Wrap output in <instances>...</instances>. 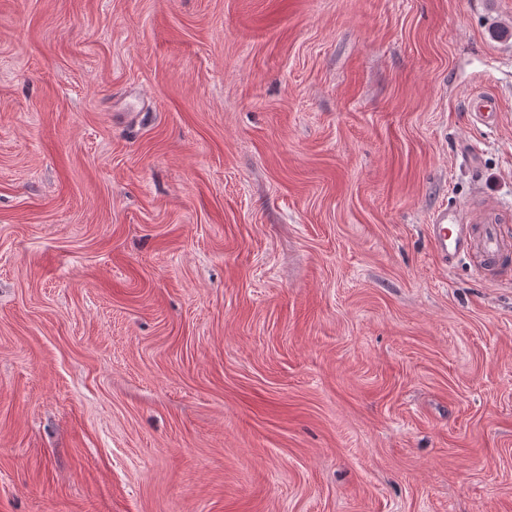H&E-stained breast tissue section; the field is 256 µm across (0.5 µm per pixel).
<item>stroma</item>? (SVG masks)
<instances>
[{"mask_svg":"<svg viewBox=\"0 0 512 512\" xmlns=\"http://www.w3.org/2000/svg\"><path fill=\"white\" fill-rule=\"evenodd\" d=\"M481 207L512 0H0V512H512ZM432 243L443 264L453 263L472 249H479L492 265L504 247L498 226L485 214L467 216L443 209L429 224Z\"/></svg>","mask_w":512,"mask_h":512,"instance_id":"obj_1","label":"stroma"}]
</instances>
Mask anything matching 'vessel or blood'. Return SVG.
<instances>
[{
    "instance_id": "b4317fda",
    "label": "vessel or blood",
    "mask_w": 512,
    "mask_h": 512,
    "mask_svg": "<svg viewBox=\"0 0 512 512\" xmlns=\"http://www.w3.org/2000/svg\"><path fill=\"white\" fill-rule=\"evenodd\" d=\"M432 243L442 261H456L470 250L482 253L486 263H493L503 248L498 227L485 216H467L441 210L430 226Z\"/></svg>"
}]
</instances>
